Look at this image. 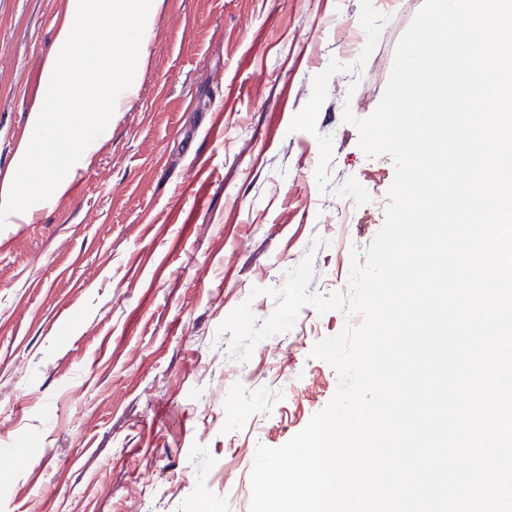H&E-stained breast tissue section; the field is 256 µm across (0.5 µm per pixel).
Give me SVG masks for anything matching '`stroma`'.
I'll return each mask as SVG.
<instances>
[{
	"label": "stroma",
	"instance_id": "1",
	"mask_svg": "<svg viewBox=\"0 0 512 512\" xmlns=\"http://www.w3.org/2000/svg\"><path fill=\"white\" fill-rule=\"evenodd\" d=\"M424 0H166L135 98L69 192L0 225V512H250L258 445L338 387L314 346L362 316L310 305L239 360L289 272L347 291L382 227L376 110ZM66 0H0V172Z\"/></svg>",
	"mask_w": 512,
	"mask_h": 512
}]
</instances>
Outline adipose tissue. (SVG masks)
<instances>
[{
    "instance_id": "ef3b65f1",
    "label": "adipose tissue",
    "mask_w": 512,
    "mask_h": 512,
    "mask_svg": "<svg viewBox=\"0 0 512 512\" xmlns=\"http://www.w3.org/2000/svg\"><path fill=\"white\" fill-rule=\"evenodd\" d=\"M164 0H67L43 68L44 93L30 112L7 175L0 224H17L63 196L102 146L112 115L135 95L147 39ZM100 28L98 38L86 30ZM79 154H70L69 144Z\"/></svg>"
}]
</instances>
